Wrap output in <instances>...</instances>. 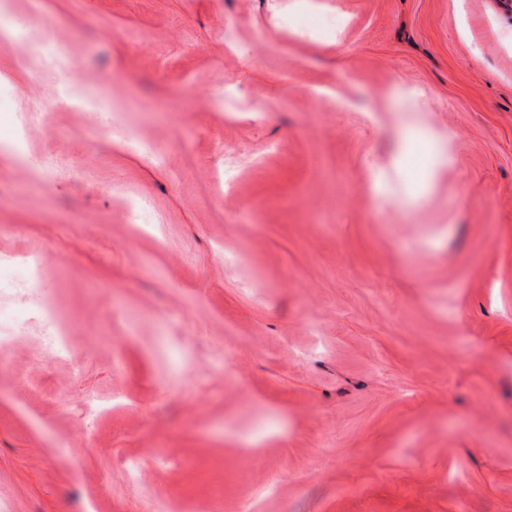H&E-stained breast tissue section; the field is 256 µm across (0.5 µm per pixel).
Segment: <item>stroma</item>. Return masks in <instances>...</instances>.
<instances>
[{"mask_svg": "<svg viewBox=\"0 0 512 512\" xmlns=\"http://www.w3.org/2000/svg\"><path fill=\"white\" fill-rule=\"evenodd\" d=\"M18 139L0 512H512V0H0Z\"/></svg>", "mask_w": 512, "mask_h": 512, "instance_id": "35a3bbf8", "label": "stroma"}]
</instances>
